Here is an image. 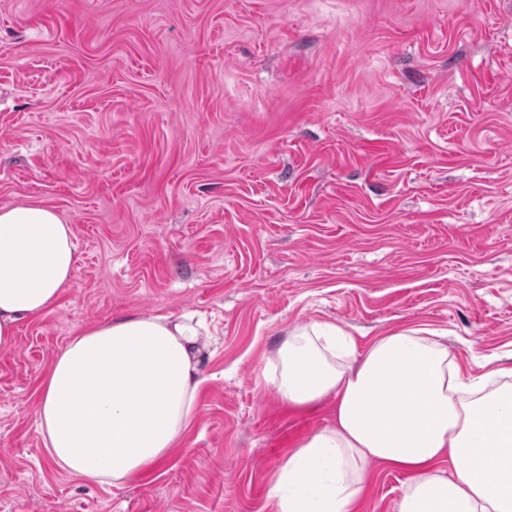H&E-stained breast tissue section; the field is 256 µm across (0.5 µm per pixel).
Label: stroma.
I'll use <instances>...</instances> for the list:
<instances>
[{"instance_id": "1", "label": "stroma", "mask_w": 512, "mask_h": 512, "mask_svg": "<svg viewBox=\"0 0 512 512\" xmlns=\"http://www.w3.org/2000/svg\"><path fill=\"white\" fill-rule=\"evenodd\" d=\"M71 224L76 272L0 349V512H275L328 405L282 410L295 325L446 332L512 367V0H0V207ZM187 312L196 416L137 483L54 468L36 430L82 328ZM373 465L362 512H396Z\"/></svg>"}]
</instances>
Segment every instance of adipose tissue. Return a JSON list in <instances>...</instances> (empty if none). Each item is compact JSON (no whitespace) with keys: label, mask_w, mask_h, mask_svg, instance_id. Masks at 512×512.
<instances>
[{"label":"adipose tissue","mask_w":512,"mask_h":512,"mask_svg":"<svg viewBox=\"0 0 512 512\" xmlns=\"http://www.w3.org/2000/svg\"><path fill=\"white\" fill-rule=\"evenodd\" d=\"M76 270L53 208H0V348L53 307ZM194 315H129L88 327L51 363L38 431L52 462L122 483L161 465L196 413L205 350ZM281 404L336 402L275 473L276 512H357L372 463L406 473L396 512H512V368L475 375L437 334L402 328L358 348L332 323L294 326L264 357ZM452 470L441 469L444 459Z\"/></svg>","instance_id":"obj_1"}]
</instances>
